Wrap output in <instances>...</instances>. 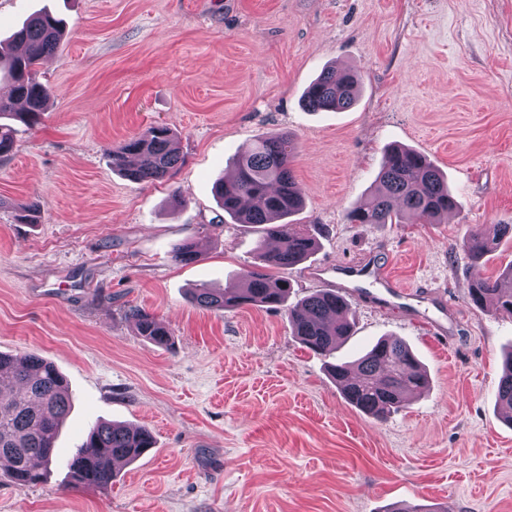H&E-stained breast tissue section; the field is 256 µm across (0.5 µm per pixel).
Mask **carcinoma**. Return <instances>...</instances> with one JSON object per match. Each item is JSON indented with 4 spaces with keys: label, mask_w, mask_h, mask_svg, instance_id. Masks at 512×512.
I'll return each instance as SVG.
<instances>
[{
    "label": "carcinoma",
    "mask_w": 512,
    "mask_h": 512,
    "mask_svg": "<svg viewBox=\"0 0 512 512\" xmlns=\"http://www.w3.org/2000/svg\"><path fill=\"white\" fill-rule=\"evenodd\" d=\"M65 33L64 22L45 9L29 17L12 36L13 46L0 45V71L11 80L14 100L25 103L15 109L13 100L0 99V119L18 120L29 127L39 124L52 97L39 80L38 64L54 54ZM360 92L357 73L325 68L308 86L303 102L312 112L350 108ZM174 135L165 127H151L112 151V169L133 181H162L181 163L173 149ZM294 141L286 133L260 136L235 161L232 172L217 182L215 195L224 212L241 224L261 230L275 239V249L260 250V264L240 276L236 288L216 289L201 285L192 291L193 302L205 309L231 311L246 306L278 309L288 300L286 279L270 273L291 268L307 259L317 240L286 219L303 207V194L295 181L291 159ZM456 208L443 175L425 155L393 146L387 152L370 202L354 208L348 218L356 224H402L407 219L434 224ZM512 237V224L493 229L475 225L461 241L472 267L471 300L481 306L494 300L496 310L512 317V264L495 279L480 273L484 256L497 241ZM174 260L188 265L198 253L188 242L175 245ZM139 335L166 347L170 331L154 316L132 311ZM292 336L306 348L325 354L350 335V303L329 289L318 290L288 308ZM345 399L361 412L384 418L421 393L428 377L410 348L398 339H382L353 363L330 367ZM0 387L10 390L0 399V470L24 488L43 480L53 461L59 427L70 402L65 377L49 362L32 354H0ZM500 403L512 406V353L503 365L498 388ZM154 445L145 429L99 422L71 458L74 480L87 487L112 483L114 464L133 462Z\"/></svg>",
    "instance_id": "cac0c4a2"
}]
</instances>
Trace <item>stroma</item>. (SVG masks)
Listing matches in <instances>:
<instances>
[{
    "mask_svg": "<svg viewBox=\"0 0 512 512\" xmlns=\"http://www.w3.org/2000/svg\"><path fill=\"white\" fill-rule=\"evenodd\" d=\"M68 33L38 67L54 96L0 156V352L65 376L72 408L44 481L0 471V512H512V423L496 393L512 318L474 306L460 247L474 224H512V0H0V39L42 9ZM356 70L357 102L311 112L324 67ZM175 135L170 180L131 181L112 152L147 128ZM288 132L305 197L292 223L318 240L285 269L292 300L330 288L320 267L375 262L408 287L388 306L351 297L354 334L304 349L288 313L213 311L195 286L231 288L260 235L213 191L254 136ZM426 155L458 208L438 224H352L389 146ZM37 210L17 222L21 207ZM200 253L174 261L175 244ZM171 348L139 336L131 309ZM442 315L446 339L425 317ZM403 340L429 387L384 420L351 406L327 364ZM150 430V453L111 485H76L67 461L97 422ZM131 316L135 321L140 336H143L156 346L166 347L169 345L171 340L170 331L164 323L141 310H133Z\"/></svg>",
    "mask_w": 512,
    "mask_h": 512,
    "instance_id": "1",
    "label": "stroma"
}]
</instances>
